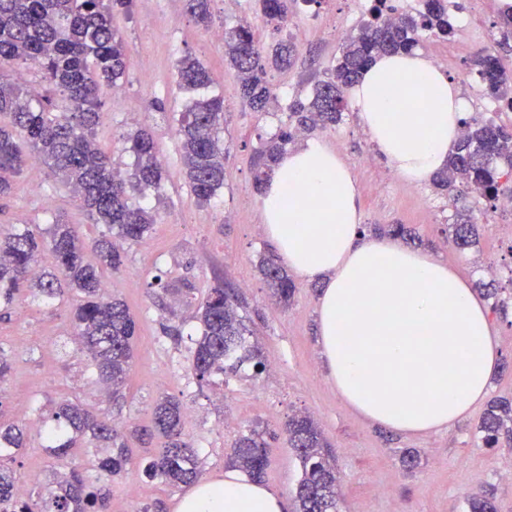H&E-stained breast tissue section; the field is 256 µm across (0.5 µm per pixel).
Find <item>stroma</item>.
I'll return each instance as SVG.
<instances>
[{
	"label": "stroma",
	"mask_w": 512,
	"mask_h": 512,
	"mask_svg": "<svg viewBox=\"0 0 512 512\" xmlns=\"http://www.w3.org/2000/svg\"><path fill=\"white\" fill-rule=\"evenodd\" d=\"M455 30L445 39L423 38L418 52L427 58L443 54L447 73L457 81L468 118L484 120L494 98L477 76L474 52L490 47L497 26L496 0H445ZM214 27L252 24L258 39L272 44L279 35L267 26L256 0H214ZM288 34L304 31L293 65L270 70L267 82L277 104L266 112L251 110L242 100L237 80L224 56V44L185 13L184 0H132L129 12L114 24L130 47L122 95L103 88L105 118L98 142L120 170H131L134 157L124 137L139 126L153 136L157 156L167 172L161 193L133 192L155 211L150 232L122 244L120 271H104L110 294L128 305L137 326L135 358L124 399L117 400L101 384L71 340L68 308L46 305L31 296L16 300L10 318L0 319V348L13 359V370L0 384V420L25 424L28 442L12 467L20 484L30 477L47 483L52 470L84 466L89 481V455L78 451L67 460L50 458L43 446L42 410L63 399L79 400L122 429L130 462L124 473L109 478L112 512H172L178 496L159 481L146 478L141 462L147 447L139 431L150 428L153 408L165 396L179 399L190 418L185 439L196 449L201 478L223 473L234 440L253 427L274 432L264 484L293 498L301 477L298 458L284 431L294 414L307 412L318 421L330 445L341 478L339 512H468L467 500L479 487L491 488L497 512H512V475L500 449L483 447L475 428L484 407H476L453 430L405 438L368 424L337 394L317 341L318 290L298 283L289 306L274 304L258 271L268 253L253 184V169L264 141L288 124V105L307 97L339 54L337 32L355 34L364 14L356 0H291ZM197 57L210 71L213 90L224 98V188L210 204H198L185 179L177 135L184 96L176 86V63L184 54ZM164 112H157L155 101ZM310 139L336 150L359 189L361 222L413 225L422 249L448 262L468 282L495 280L504 299L512 300V210L486 207L476 195L467 204L479 218V244L467 253L448 243V226L457 205L432 183L403 181L380 158L362 130L354 106L343 121L317 129ZM74 224L85 241L106 234L93 223L71 189L44 166L29 167L15 179L8 199H0V229L24 224L46 228L56 218ZM192 283L196 300L216 284L231 285L239 312L263 349L274 373L253 376L251 367L236 375L198 384L191 369V335L198 322L193 306L180 301L177 290ZM500 340L502 369L494 377L492 398L512 399V313L491 317ZM181 327L182 337L164 334ZM416 451L420 464L405 469L404 450Z\"/></svg>",
	"instance_id": "obj_1"
}]
</instances>
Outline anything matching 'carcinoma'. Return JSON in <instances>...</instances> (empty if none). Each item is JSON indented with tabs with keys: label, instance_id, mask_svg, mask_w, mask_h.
I'll use <instances>...</instances> for the list:
<instances>
[{
	"label": "carcinoma",
	"instance_id": "cac0c4a2",
	"mask_svg": "<svg viewBox=\"0 0 512 512\" xmlns=\"http://www.w3.org/2000/svg\"><path fill=\"white\" fill-rule=\"evenodd\" d=\"M212 0H186L187 11L203 28L211 24ZM131 0H0V197L10 193L11 178L31 160L54 168L62 181L77 191L82 207L112 237L92 244L97 257L86 259L85 244L74 227L57 220L47 229L36 224L0 230V308L9 310L25 291L47 304L70 307L75 335L97 371L98 380L118 394L125 387L134 356L137 325L127 304L106 293L101 269L120 271L124 256L113 239L140 240L154 224L152 213L130 200L129 190L162 188L163 167L149 133L138 130L126 137L135 155L131 172L122 173L109 152L96 139L102 123L101 88L123 78L129 46L113 25L117 12L129 11ZM384 0H375L370 19L342 44L336 63L320 81L312 97L289 105L288 126L266 140L257 153L254 184L262 186L278 156L297 133L313 127L334 126L346 110L342 89L353 85L378 54L411 51L428 34L452 33L444 0H424V10L403 13L392 20L385 15ZM265 24L280 30L288 25V0H261ZM224 47L244 101L255 112L269 110L275 101L266 76L269 65H291L297 45L288 37L265 53L253 27L240 23L224 31ZM33 61L52 87L53 95H35L28 85L9 78L7 71ZM488 93L502 98L512 78L501 70L491 48L475 60ZM177 85L196 93L212 84L208 69L187 53L176 65ZM182 160L191 192L200 205L208 204L224 188V98L194 96L177 119ZM456 151L432 179L441 191L456 195L475 193L488 202L512 196V130L492 120L463 121ZM381 234L403 240L416 239L406 224L376 228ZM452 245L464 253L479 240L474 217L458 213L448 225ZM49 253L54 268L42 270L38 261ZM259 272L271 297L290 304L296 284L272 253L263 255ZM199 334L193 339L191 369L200 382L215 374L236 373L246 363L263 373L267 364L252 332L237 313L233 289L219 283L198 305ZM46 452L61 459L77 447L96 449L93 462L106 475L124 471L127 453L117 443L116 428L98 419L78 403H56L45 417ZM150 437L161 446L145 459L142 472L168 488L190 486L198 475V454L183 440V409L170 396L155 406ZM288 441L294 448L302 474L295 491L296 512H337L338 477L329 445L319 425L308 414L288 419ZM485 448H512V401L497 399L477 425ZM25 433L12 423L0 424V459L11 460L24 446ZM266 432L253 428L239 436L227 456V465L260 480L267 465ZM12 469L0 466V512H108L105 486L88 484L81 473L57 472L33 499L16 496ZM470 512H496L493 495L474 494Z\"/></svg>",
	"mask_w": 512,
	"mask_h": 512
}]
</instances>
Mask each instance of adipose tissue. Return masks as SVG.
<instances>
[{"instance_id":"1","label":"adipose tissue","mask_w":512,"mask_h":512,"mask_svg":"<svg viewBox=\"0 0 512 512\" xmlns=\"http://www.w3.org/2000/svg\"><path fill=\"white\" fill-rule=\"evenodd\" d=\"M377 152L421 184L447 161L465 118L455 83L418 53L373 59L349 90ZM264 236L300 280L322 285L317 336L340 397L406 437L453 429L484 403L500 349L483 300L432 252L361 229L360 197L339 154L310 140L263 184ZM281 495L240 471L191 486L174 512H284Z\"/></svg>"}]
</instances>
